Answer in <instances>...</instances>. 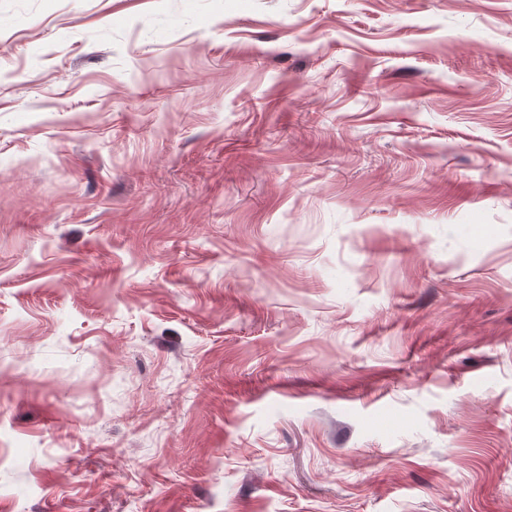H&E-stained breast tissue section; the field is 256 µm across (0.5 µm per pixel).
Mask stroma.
<instances>
[{"label": "stroma", "instance_id": "35a3bbf8", "mask_svg": "<svg viewBox=\"0 0 512 512\" xmlns=\"http://www.w3.org/2000/svg\"><path fill=\"white\" fill-rule=\"evenodd\" d=\"M0 512H512V0H0Z\"/></svg>", "mask_w": 512, "mask_h": 512}]
</instances>
